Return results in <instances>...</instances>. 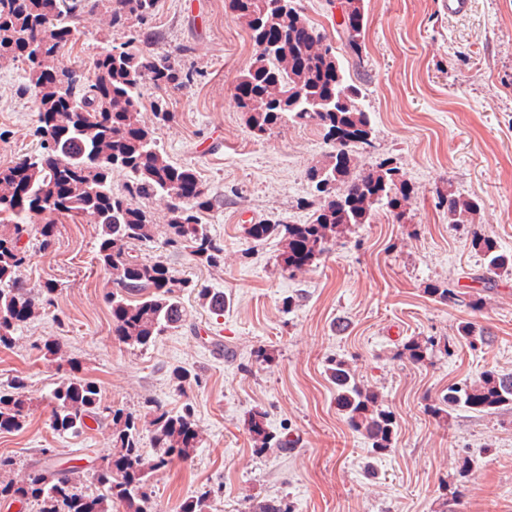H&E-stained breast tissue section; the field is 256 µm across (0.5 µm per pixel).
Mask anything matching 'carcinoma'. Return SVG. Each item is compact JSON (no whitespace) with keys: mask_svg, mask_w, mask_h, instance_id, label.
<instances>
[{"mask_svg":"<svg viewBox=\"0 0 512 512\" xmlns=\"http://www.w3.org/2000/svg\"><path fill=\"white\" fill-rule=\"evenodd\" d=\"M159 0H0V63L27 64L28 88L37 102L39 149L12 166L0 167V218L9 232L0 234V348L51 302L56 288L49 282L33 293L19 274L27 260L24 237L31 235L34 216L46 219L35 230L40 246L49 248L58 215H90L97 224V261L109 277L106 303L112 314V336L125 345L148 348L163 333L184 321L181 295L191 283L177 277L161 260L134 254L137 244L154 237V224L138 206L160 198L168 210L164 247L187 250L202 265L224 263V242L204 231L200 213L213 206L192 169L171 163L161 151L155 130L140 119L142 89L183 86L190 74L170 55L138 46L142 27L155 16ZM229 7L247 26L255 54L236 79L250 90L232 97L250 133L263 138L286 123L314 125L325 131L329 151L308 170L315 187L300 206L313 211L307 224L273 220L249 224L253 242L270 238L282 247L281 271L292 273L325 256L336 239L360 224H370L383 211L400 221L401 203L412 193L398 169L384 160L358 171L353 156L372 146L371 117L361 86L347 79L337 47L301 15L297 0H229ZM342 21L337 33L356 57L362 53L364 0H340ZM105 11L106 27L125 30L127 40L108 42L85 76L63 65L59 51L72 41L85 15ZM126 175L125 185L112 188V170ZM438 207L450 224H468L479 203L450 189L438 196ZM484 268L478 278L512 272V254L498 242L474 234ZM460 335L473 349L486 345V328L467 321ZM435 347L432 337L410 340L401 353L410 361L426 360ZM44 355L64 371L47 397L51 426L58 434H80L89 422L111 416L117 451L92 475L96 491L78 487L77 471L45 469L21 482H0V497L33 502L39 512H151L148 489L152 474L175 459L190 456L200 443L191 409L173 412L155 402L148 421L149 455L142 448L136 414L102 401L98 383L80 373L77 361L58 359L60 345L47 339ZM329 377L336 386V404L351 431L362 435L371 451L391 448L395 418L379 404L378 395L355 379L342 358L330 359ZM33 398L26 378L13 377L0 387V432L21 430ZM464 407L491 414L512 408V374L488 370L474 383H453L428 404L431 415L446 421L450 411ZM248 430L260 450L288 453L294 441L271 434L264 413L255 411ZM176 512H211V491L179 503ZM247 512H292L283 499L257 501Z\"/></svg>","mask_w":512,"mask_h":512,"instance_id":"1","label":"carcinoma"}]
</instances>
